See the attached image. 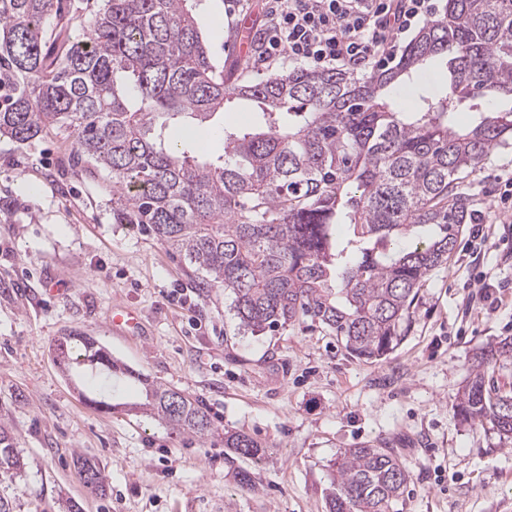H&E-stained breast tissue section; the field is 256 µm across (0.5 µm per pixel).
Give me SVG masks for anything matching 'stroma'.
Here are the masks:
<instances>
[{
    "label": "stroma",
    "instance_id": "obj_1",
    "mask_svg": "<svg viewBox=\"0 0 512 512\" xmlns=\"http://www.w3.org/2000/svg\"><path fill=\"white\" fill-rule=\"evenodd\" d=\"M202 36L231 81L285 74L291 64L240 62V27L259 29L262 0L227 19L224 0H194ZM55 133L0 138V416L26 458L7 492L18 512H328L331 466L361 443L393 448L411 473L398 512H512V447L461 423L452 405L482 347L512 338V223L495 193L512 172V145L465 178L488 238L462 231L447 264L426 279L400 345L385 359L350 357L335 335L300 323L274 333L241 328L232 296L202 287L181 256L144 224L112 215V184L73 163ZM486 271L502 289L495 311L467 282ZM136 328L113 329L112 309ZM77 331L135 372L203 400L219 436L175 435L130 411L141 390L123 377L66 376L55 357ZM109 406L97 408L96 400ZM242 431L261 460L224 446ZM90 459L101 485L77 466ZM253 472L240 490L238 470Z\"/></svg>",
    "mask_w": 512,
    "mask_h": 512
}]
</instances>
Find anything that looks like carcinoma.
<instances>
[{"instance_id": "carcinoma-1", "label": "carcinoma", "mask_w": 512, "mask_h": 512, "mask_svg": "<svg viewBox=\"0 0 512 512\" xmlns=\"http://www.w3.org/2000/svg\"><path fill=\"white\" fill-rule=\"evenodd\" d=\"M189 0H100L90 24L67 0H0V136L25 144L55 129L73 157L112 182V203L148 224L207 286L233 296L256 334L308 320L360 361L405 337L420 286L472 220L463 175L512 142V0H446L398 63L359 73L298 68L233 86L216 69ZM447 73L432 93L423 73ZM411 94L405 112L394 96ZM249 103L211 158L192 129ZM459 112L472 122H456ZM80 366L137 381L139 408L175 434H218L206 404L134 372L89 336ZM512 339L482 349L454 413L512 442V388L487 385ZM224 447L264 455L244 432ZM85 483L100 472L78 459ZM26 467L0 424V479ZM411 479L389 448L363 443L334 464L329 512H390Z\"/></svg>"}]
</instances>
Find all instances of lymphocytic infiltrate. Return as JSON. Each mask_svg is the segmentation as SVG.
<instances>
[{"label":"lymphocytic infiltrate","mask_w":512,"mask_h":512,"mask_svg":"<svg viewBox=\"0 0 512 512\" xmlns=\"http://www.w3.org/2000/svg\"><path fill=\"white\" fill-rule=\"evenodd\" d=\"M263 63L386 67L434 0H263Z\"/></svg>","instance_id":"f902f5d3"}]
</instances>
